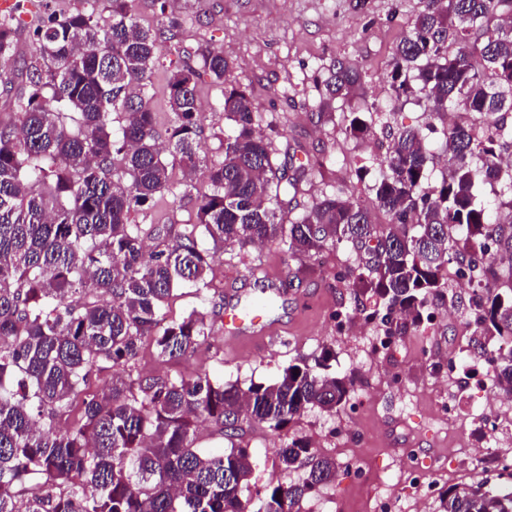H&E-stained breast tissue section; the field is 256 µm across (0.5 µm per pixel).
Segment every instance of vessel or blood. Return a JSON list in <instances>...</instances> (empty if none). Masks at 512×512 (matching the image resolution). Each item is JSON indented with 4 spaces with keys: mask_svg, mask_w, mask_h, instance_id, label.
<instances>
[{
    "mask_svg": "<svg viewBox=\"0 0 512 512\" xmlns=\"http://www.w3.org/2000/svg\"><path fill=\"white\" fill-rule=\"evenodd\" d=\"M246 294L243 288L228 292L223 319L227 345L264 344L279 333L280 327L270 315L271 303L247 299Z\"/></svg>",
    "mask_w": 512,
    "mask_h": 512,
    "instance_id": "vessel-or-blood-1",
    "label": "vessel or blood"
}]
</instances>
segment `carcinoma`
I'll use <instances>...</instances> for the list:
<instances>
[{"label":"carcinoma","instance_id":"carcinoma-1","mask_svg":"<svg viewBox=\"0 0 512 512\" xmlns=\"http://www.w3.org/2000/svg\"><path fill=\"white\" fill-rule=\"evenodd\" d=\"M134 0H111L109 19L94 12L50 13L32 33L34 51L18 63L21 13L0 16V86L25 77L19 124L0 127V512H19L17 495L33 483L26 512H306L303 502L336 480L335 458L293 437L276 449L279 466L307 470L299 484L252 490L256 463L244 424L282 432L304 412L346 404L352 381L332 372L325 345L298 356L270 382L247 388L207 375L132 378L144 344L163 360L194 353L210 336L206 314L166 319L178 291L205 292L218 251L277 244L293 257L350 247L363 256L353 276L357 308L372 304L385 335L408 334L442 293L448 268L478 282L512 279V231L498 230L512 211V165L501 151L512 134L500 121L512 112V0H427L397 44L387 74L393 99L432 112L453 107L467 120L446 133V168L432 177L433 154L421 128L387 131L389 150L372 185L378 208L339 194L313 202L290 224L280 195L296 183L276 166L256 130L245 91L224 86L230 63L208 45L168 78L174 115L167 129L172 160L158 147L149 108L158 40L180 23L141 26ZM222 87L232 128L222 159L200 165L203 129L197 102L202 75ZM360 82L339 61L327 83L344 98ZM192 180L196 221L132 224L131 212L174 192V166ZM494 198L478 200L476 173ZM165 248L147 251L146 240ZM471 324L479 336L512 344V282L479 295ZM492 367L490 382L512 394V349ZM112 369V388L89 391L91 376ZM83 396L80 419L66 433L54 419ZM207 425L226 447L194 446ZM439 512H512V484H457Z\"/></svg>","mask_w":512,"mask_h":512}]
</instances>
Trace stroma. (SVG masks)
Instances as JSON below:
<instances>
[{
  "label": "stroma",
  "mask_w": 512,
  "mask_h": 512,
  "mask_svg": "<svg viewBox=\"0 0 512 512\" xmlns=\"http://www.w3.org/2000/svg\"><path fill=\"white\" fill-rule=\"evenodd\" d=\"M425 0H168V11L182 24L183 51L169 43L158 46L149 106L158 134L174 120L167 103V80L180 67L185 51L209 44L221 48L230 60L224 86L244 89L259 114L278 166L297 178L299 192L284 196V220H292L324 196L366 201L379 175L375 152L367 137L347 134L351 113L384 126L434 125L430 140L440 148L443 118L424 111L413 101L395 102L385 81L393 51ZM354 65L360 82L347 98L330 99L326 84L337 62ZM221 87L209 77L198 82L201 125L199 154L209 160L222 157L221 141L229 126L224 120ZM377 103L383 113L365 112ZM196 213L195 197L165 194L151 207L132 213L135 224H190ZM350 250L327 251L304 259L290 257L283 246L251 249L247 258L225 249L209 273L206 300L194 290L169 307L178 320L202 308L212 325L207 347L178 360L157 359L143 347L134 371L144 377L209 375L248 386L268 381L296 357L330 345L336 355L333 369L351 378L348 402L333 412H305L282 434L255 425L245 439L259 460L252 481L263 487L271 481L299 482L304 471L284 472L274 465V454L291 436L310 440L314 448L335 457L336 481L309 497L306 512H371L374 502L394 495L398 512H438L442 491L449 486L507 480L501 468L481 469L470 460L466 431L438 413L448 398V385L425 357L440 353L453 357L458 344L469 342L467 288L450 289L454 321L440 320L432 330L417 329L394 339L388 349L372 348L380 329L368 322L365 331L351 335L337 327L336 310H354L353 291L338 271L356 265ZM272 277L285 291L278 314L284 323L279 339L248 349L224 346L225 292L245 287L248 278ZM434 487L424 496L413 474Z\"/></svg>",
  "instance_id": "obj_1"
}]
</instances>
